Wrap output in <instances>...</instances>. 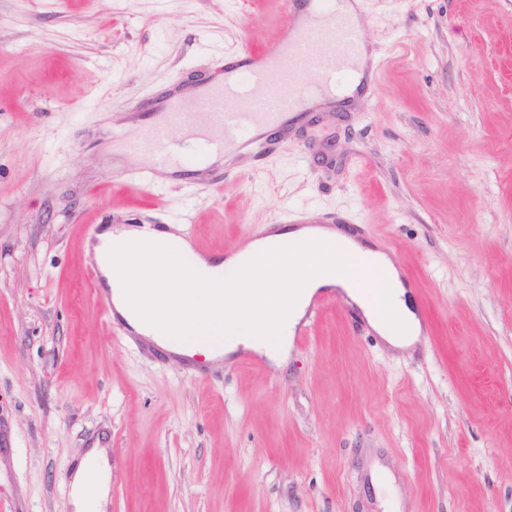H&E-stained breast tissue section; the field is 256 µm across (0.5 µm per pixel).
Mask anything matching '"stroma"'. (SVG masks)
<instances>
[{
    "label": "stroma",
    "mask_w": 512,
    "mask_h": 512,
    "mask_svg": "<svg viewBox=\"0 0 512 512\" xmlns=\"http://www.w3.org/2000/svg\"><path fill=\"white\" fill-rule=\"evenodd\" d=\"M377 65L264 154L161 187L129 104L288 37L282 0H0V512H512V0H358ZM357 224L433 327L396 352L327 305L286 366L136 347L90 276L100 224L227 254L284 215ZM110 485L105 448H89L72 474V499L77 512H103Z\"/></svg>",
    "instance_id": "stroma-1"
}]
</instances>
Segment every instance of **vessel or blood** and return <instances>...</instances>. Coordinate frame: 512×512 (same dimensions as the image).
<instances>
[{
  "label": "vessel or blood",
  "mask_w": 512,
  "mask_h": 512,
  "mask_svg": "<svg viewBox=\"0 0 512 512\" xmlns=\"http://www.w3.org/2000/svg\"><path fill=\"white\" fill-rule=\"evenodd\" d=\"M293 38L281 40L256 53L244 50L233 67L234 84L214 83L201 88L192 102L170 98L142 100L139 111L160 113L159 122L145 128L129 143L136 154L149 155L156 169H172L185 162V145L173 136L177 127L191 129L199 152L244 150L262 152L266 133L296 117L316 94L335 90L346 82L364 41L352 19L348 0H284ZM309 63L313 82L300 87L302 63ZM222 117V135L205 133L212 115Z\"/></svg>",
  "instance_id": "obj_1"
}]
</instances>
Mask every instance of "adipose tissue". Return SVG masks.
<instances>
[{
  "label": "adipose tissue",
  "instance_id": "obj_1",
  "mask_svg": "<svg viewBox=\"0 0 512 512\" xmlns=\"http://www.w3.org/2000/svg\"><path fill=\"white\" fill-rule=\"evenodd\" d=\"M93 251L115 315L170 354L188 347L217 360L245 349L281 367L311 299L331 288L394 350L421 338L394 262L338 226L278 228L206 258L174 232L119 224L103 229ZM109 485L105 449H88L71 479L77 512H103Z\"/></svg>",
  "mask_w": 512,
  "mask_h": 512
}]
</instances>
